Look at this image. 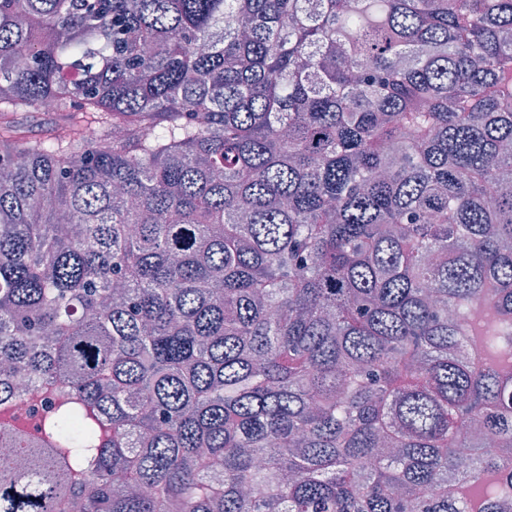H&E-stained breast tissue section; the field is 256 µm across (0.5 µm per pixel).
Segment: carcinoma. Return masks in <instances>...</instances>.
Returning <instances> with one entry per match:
<instances>
[{
  "instance_id": "1",
  "label": "carcinoma",
  "mask_w": 512,
  "mask_h": 512,
  "mask_svg": "<svg viewBox=\"0 0 512 512\" xmlns=\"http://www.w3.org/2000/svg\"><path fill=\"white\" fill-rule=\"evenodd\" d=\"M511 102L512 0H0V512H509Z\"/></svg>"
}]
</instances>
